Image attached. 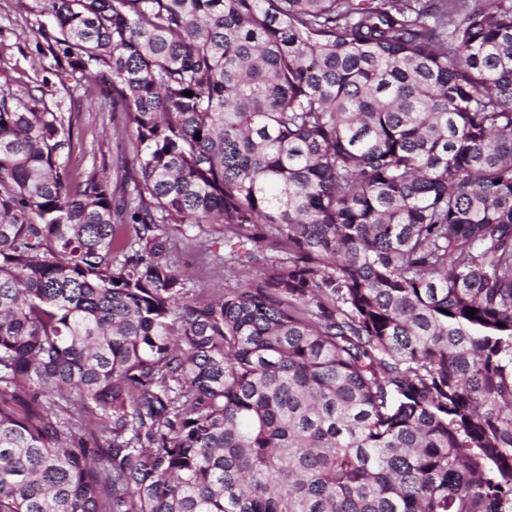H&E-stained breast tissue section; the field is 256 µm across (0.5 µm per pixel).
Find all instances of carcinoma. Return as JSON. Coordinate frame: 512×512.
<instances>
[{
    "label": "carcinoma",
    "instance_id": "1",
    "mask_svg": "<svg viewBox=\"0 0 512 512\" xmlns=\"http://www.w3.org/2000/svg\"><path fill=\"white\" fill-rule=\"evenodd\" d=\"M46 2L130 154L0 88V512H512V0ZM198 245L181 243L174 253L175 265L188 274L187 288H207L213 292L236 288L246 273L239 266L226 267L223 271L201 262L196 254Z\"/></svg>",
    "mask_w": 512,
    "mask_h": 512
}]
</instances>
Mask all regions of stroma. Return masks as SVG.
Instances as JSON below:
<instances>
[{"instance_id":"obj_1","label":"stroma","mask_w":512,"mask_h":512,"mask_svg":"<svg viewBox=\"0 0 512 512\" xmlns=\"http://www.w3.org/2000/svg\"><path fill=\"white\" fill-rule=\"evenodd\" d=\"M53 24L44 0H0V86L21 100L45 87L48 107L72 117V166L87 172L106 165L110 189L120 190L116 163L126 151V142L115 134L108 106L89 104L74 79H58L56 63L40 35L41 29ZM174 260L187 273L191 289L221 292L237 287L245 277L240 267L217 270L201 262L192 244H178Z\"/></svg>"}]
</instances>
